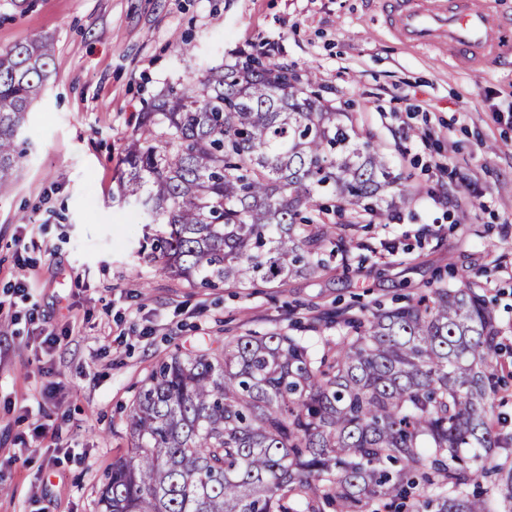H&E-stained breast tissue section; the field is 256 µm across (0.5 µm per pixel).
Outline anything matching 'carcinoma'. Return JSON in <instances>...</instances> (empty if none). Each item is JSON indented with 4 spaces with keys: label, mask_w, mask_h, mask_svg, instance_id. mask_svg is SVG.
<instances>
[{
    "label": "carcinoma",
    "mask_w": 512,
    "mask_h": 512,
    "mask_svg": "<svg viewBox=\"0 0 512 512\" xmlns=\"http://www.w3.org/2000/svg\"><path fill=\"white\" fill-rule=\"evenodd\" d=\"M52 60L43 40L0 50V197ZM316 83L247 56L139 113L117 195L169 226L155 245L169 274L205 287L316 276L326 245L351 248L326 215L381 223L384 203L405 201ZM501 350L463 272L395 308L167 355L135 395L101 512H495L494 491L512 496V468L491 464L512 447L496 428Z\"/></svg>",
    "instance_id": "carcinoma-1"
}]
</instances>
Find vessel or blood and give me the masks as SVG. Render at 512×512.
<instances>
[{"instance_id": "vessel-or-blood-1", "label": "vessel or blood", "mask_w": 512, "mask_h": 512, "mask_svg": "<svg viewBox=\"0 0 512 512\" xmlns=\"http://www.w3.org/2000/svg\"><path fill=\"white\" fill-rule=\"evenodd\" d=\"M390 27L399 41L447 50L473 69L512 57V26L492 0H390Z\"/></svg>"}]
</instances>
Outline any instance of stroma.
Returning a JSON list of instances; mask_svg holds the SVG:
<instances>
[{
	"instance_id": "obj_1",
	"label": "stroma",
	"mask_w": 512,
	"mask_h": 512,
	"mask_svg": "<svg viewBox=\"0 0 512 512\" xmlns=\"http://www.w3.org/2000/svg\"><path fill=\"white\" fill-rule=\"evenodd\" d=\"M384 0H0V49L54 62L0 199V512H98L154 362L347 306H391L469 273L492 299L502 432L512 434V60L465 70L399 42ZM250 54L311 70L408 190L384 223L336 218L348 254L320 275L201 288L165 273L166 232L114 198L138 115L172 86ZM24 284L26 293L16 292ZM58 341L49 346L44 330ZM65 380L53 391L50 377ZM52 422L56 446L36 440ZM70 449L57 462L59 448Z\"/></svg>"
}]
</instances>
